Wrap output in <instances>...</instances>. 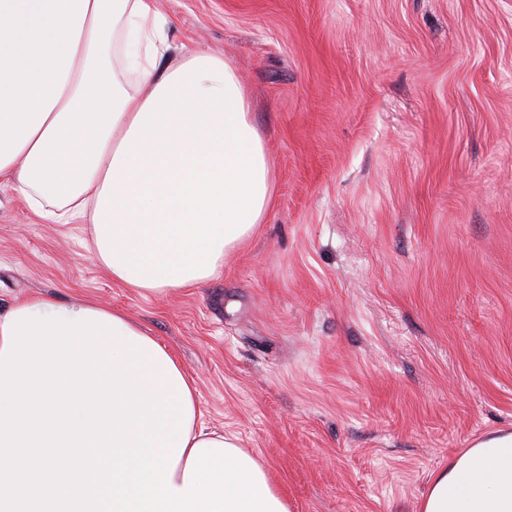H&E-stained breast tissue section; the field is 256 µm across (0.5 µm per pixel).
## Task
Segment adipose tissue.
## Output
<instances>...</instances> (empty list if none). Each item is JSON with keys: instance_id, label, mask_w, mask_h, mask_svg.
Wrapping results in <instances>:
<instances>
[{"instance_id": "adipose-tissue-1", "label": "adipose tissue", "mask_w": 512, "mask_h": 512, "mask_svg": "<svg viewBox=\"0 0 512 512\" xmlns=\"http://www.w3.org/2000/svg\"><path fill=\"white\" fill-rule=\"evenodd\" d=\"M166 25L155 0H0V181L89 225L113 282L147 296L221 274L274 192L234 68L168 64ZM419 512H512V432L449 458Z\"/></svg>"}]
</instances>
